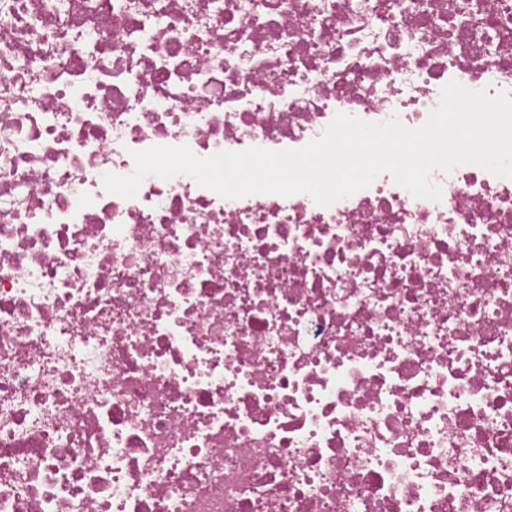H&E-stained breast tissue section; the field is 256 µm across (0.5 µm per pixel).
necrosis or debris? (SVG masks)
I'll list each match as a JSON object with an SVG mask.
<instances>
[{
  "mask_svg": "<svg viewBox=\"0 0 512 512\" xmlns=\"http://www.w3.org/2000/svg\"><path fill=\"white\" fill-rule=\"evenodd\" d=\"M451 80L512 94V0H0V512H512V178L103 185Z\"/></svg>",
  "mask_w": 512,
  "mask_h": 512,
  "instance_id": "4bbe7bcc",
  "label": "necrosis or debris"
}]
</instances>
